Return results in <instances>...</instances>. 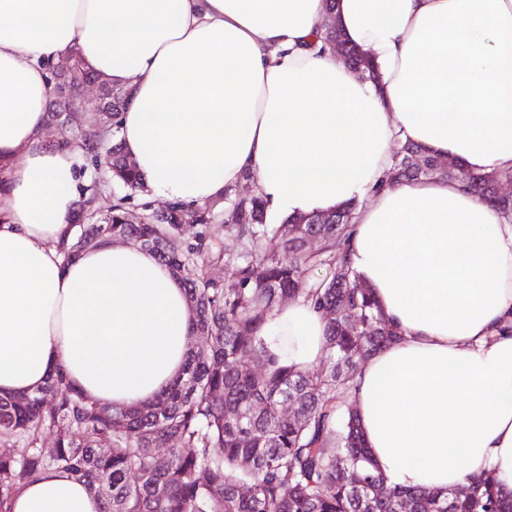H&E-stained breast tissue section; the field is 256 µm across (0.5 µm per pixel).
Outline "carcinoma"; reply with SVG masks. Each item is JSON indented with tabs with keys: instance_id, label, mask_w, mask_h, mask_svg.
<instances>
[{
	"instance_id": "carcinoma-1",
	"label": "carcinoma",
	"mask_w": 512,
	"mask_h": 512,
	"mask_svg": "<svg viewBox=\"0 0 512 512\" xmlns=\"http://www.w3.org/2000/svg\"><path fill=\"white\" fill-rule=\"evenodd\" d=\"M352 67L373 73L358 48L343 43ZM57 97L97 77L79 54L54 75ZM105 101L88 106L76 128L64 129L57 145L76 148L91 175L81 187L76 216L83 223L61 246L65 261L113 238H127L154 252L182 281L195 311L193 332L206 339L190 351L183 378L155 399L126 410L85 395L59 368L31 394L0 396V512H10L19 488L48 468L86 481L102 512H512L490 478L449 492L400 490L377 468L363 431L350 410L359 363L396 340L367 288L345 255L336 252L351 223V208L292 216L266 223L263 200L224 197L203 204H172L160 219L127 224V200L145 191L127 164L118 116L126 95L105 87ZM441 158L412 141L400 143L387 181L448 178L512 214V198L495 186L512 173L476 174L460 163L436 169ZM113 193L106 213L97 208ZM224 218V232L240 251L213 250L205 234ZM202 228L196 242L174 244L184 225ZM320 246L308 250V237ZM224 263L235 280L224 285L206 267ZM315 268L325 270L311 279ZM284 296L303 297L327 319L328 374H311L283 362L265 346L263 325ZM359 312L354 324L341 316ZM289 406L292 415L280 408ZM54 435L42 447L44 433Z\"/></svg>"
}]
</instances>
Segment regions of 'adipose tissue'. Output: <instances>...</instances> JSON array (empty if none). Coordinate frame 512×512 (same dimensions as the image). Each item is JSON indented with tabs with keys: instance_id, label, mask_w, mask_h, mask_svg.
Wrapping results in <instances>:
<instances>
[{
	"instance_id": "obj_1",
	"label": "adipose tissue",
	"mask_w": 512,
	"mask_h": 512,
	"mask_svg": "<svg viewBox=\"0 0 512 512\" xmlns=\"http://www.w3.org/2000/svg\"><path fill=\"white\" fill-rule=\"evenodd\" d=\"M325 0H0V396L56 367L126 408L181 376L180 280L123 239L64 262L81 174L43 140L48 64L79 51L129 97L121 136L147 189L201 203L251 175L270 215L356 203L346 258L398 339L366 359L353 409L390 484L512 492V217L447 179L387 183L395 140L478 174L512 171V0H336L363 80L316 47ZM310 303L275 309L268 348L325 353ZM54 468L11 512H101Z\"/></svg>"
}]
</instances>
